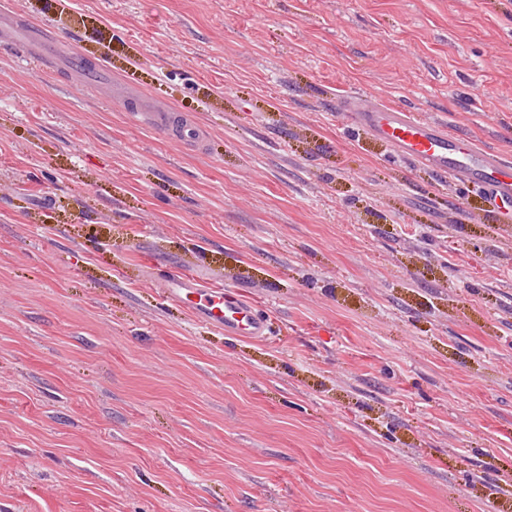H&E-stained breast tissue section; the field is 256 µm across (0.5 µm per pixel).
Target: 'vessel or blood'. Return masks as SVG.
<instances>
[{"mask_svg":"<svg viewBox=\"0 0 512 512\" xmlns=\"http://www.w3.org/2000/svg\"><path fill=\"white\" fill-rule=\"evenodd\" d=\"M8 39L11 49L25 56L33 55L42 63L47 62L50 52L61 51L64 43L63 38L42 24L15 26ZM336 108L349 125L386 143L396 157L420 164L438 175L478 186L489 207L512 202V163L497 153L452 136L439 124L380 102L355 97L337 101ZM131 118L163 134L172 132L163 104L149 102L147 109L132 113ZM165 294L186 304L198 320L227 333L258 340L269 334L266 319L254 305L238 294L225 291L223 285H202L194 272L171 275Z\"/></svg>","mask_w":512,"mask_h":512,"instance_id":"obj_1","label":"vessel or blood"}]
</instances>
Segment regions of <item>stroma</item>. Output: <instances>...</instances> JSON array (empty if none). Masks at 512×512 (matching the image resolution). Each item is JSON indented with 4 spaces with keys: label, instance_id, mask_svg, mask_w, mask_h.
<instances>
[{
    "label": "stroma",
    "instance_id": "stroma-1",
    "mask_svg": "<svg viewBox=\"0 0 512 512\" xmlns=\"http://www.w3.org/2000/svg\"><path fill=\"white\" fill-rule=\"evenodd\" d=\"M0 512H512V220L340 97L512 157V0H0ZM191 270L255 341L166 298ZM8 40L11 42L9 47L15 52L27 57L31 49L33 57L41 63H48L49 51L61 54L62 45L68 46L69 43L43 24L17 25L9 32ZM165 105L157 102H150L143 112H130L134 122L156 129L166 136L172 134V128L167 117ZM164 293L186 304L198 320L223 328L224 332L258 340L269 334L266 319L254 305L239 298L237 293L224 291L223 285L203 286L194 272L179 271L171 275Z\"/></svg>",
    "mask_w": 512,
    "mask_h": 512
}]
</instances>
